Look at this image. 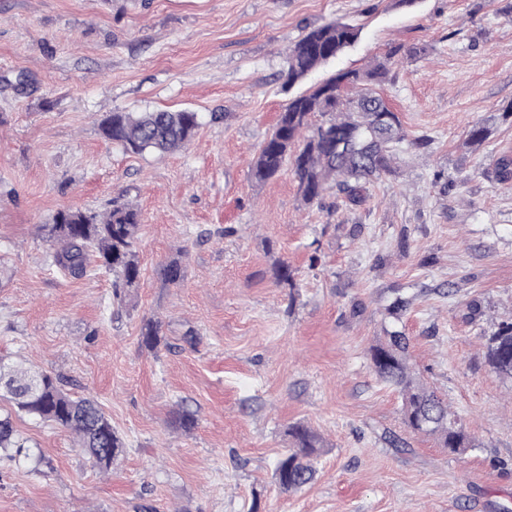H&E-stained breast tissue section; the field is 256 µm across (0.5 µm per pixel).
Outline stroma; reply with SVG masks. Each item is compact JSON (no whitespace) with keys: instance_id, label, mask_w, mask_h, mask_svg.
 <instances>
[{"instance_id":"35a3bbf8","label":"stroma","mask_w":512,"mask_h":512,"mask_svg":"<svg viewBox=\"0 0 512 512\" xmlns=\"http://www.w3.org/2000/svg\"><path fill=\"white\" fill-rule=\"evenodd\" d=\"M338 19L361 26L357 43L285 88L289 47ZM400 43L427 52L380 87L405 141L366 203L331 189L305 204L289 169L251 181L292 92ZM510 107L512 0H0V357L67 377L126 442L104 476L69 433L17 417L47 471L1 463L0 512H512V384L482 348L512 316V183L493 167L512 152ZM180 108L201 125L174 154L99 131L112 111ZM475 123L493 134L472 150ZM118 196L141 214L142 277L117 313L112 275L60 277L39 227ZM174 258L176 285L161 276ZM282 262L293 287L274 278ZM398 296L414 371L480 443L468 455L411 432L373 370ZM147 318L162 323L156 353L140 344ZM180 405L192 432L171 422ZM298 422L322 452L314 481L284 493L273 468Z\"/></svg>"}]
</instances>
